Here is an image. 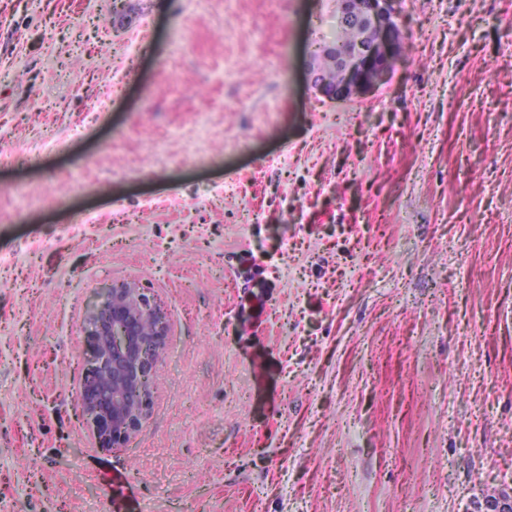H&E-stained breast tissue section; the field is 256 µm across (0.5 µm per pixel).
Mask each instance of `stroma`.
<instances>
[{"instance_id":"1","label":"stroma","mask_w":512,"mask_h":512,"mask_svg":"<svg viewBox=\"0 0 512 512\" xmlns=\"http://www.w3.org/2000/svg\"><path fill=\"white\" fill-rule=\"evenodd\" d=\"M333 0H0V512H472L512 490V0H402L317 94ZM163 309L102 448L89 304ZM352 1H360V8L356 10ZM399 3L400 0H336L334 24L352 27L334 29L326 37L337 43L329 44L328 50L336 59L341 78L336 81L339 72L335 63L329 52L320 47L315 61L323 70V78L336 83H325L321 79L320 71L313 66L310 69L312 88L330 100L346 101L375 85L369 80L370 74L387 75L402 48V42L395 36L400 20ZM353 28L360 32L358 39V33ZM396 34L398 38L405 37L399 28L396 29Z\"/></svg>"}]
</instances>
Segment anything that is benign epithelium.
<instances>
[{
    "label": "benign epithelium",
    "instance_id": "obj_1",
    "mask_svg": "<svg viewBox=\"0 0 512 512\" xmlns=\"http://www.w3.org/2000/svg\"><path fill=\"white\" fill-rule=\"evenodd\" d=\"M400 0H336L334 24L356 28L350 44H330L341 72L333 84L310 69L313 89L340 102L374 86L369 75H384L398 59L402 42L396 38ZM84 333L91 356L84 365L78 406L87 417L100 446L126 442L146 416L151 402L156 360L163 348L167 325L162 311L132 284L113 285L92 304ZM474 512H512V491L487 497Z\"/></svg>",
    "mask_w": 512,
    "mask_h": 512
}]
</instances>
